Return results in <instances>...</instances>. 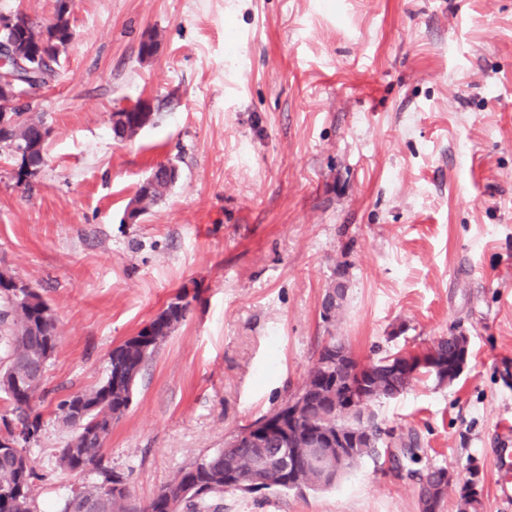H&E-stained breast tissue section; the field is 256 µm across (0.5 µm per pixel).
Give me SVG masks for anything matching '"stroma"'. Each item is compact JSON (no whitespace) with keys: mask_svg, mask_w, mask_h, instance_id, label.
Masks as SVG:
<instances>
[{"mask_svg":"<svg viewBox=\"0 0 512 512\" xmlns=\"http://www.w3.org/2000/svg\"><path fill=\"white\" fill-rule=\"evenodd\" d=\"M74 37L34 101L51 134L24 189L0 149V265L58 320L34 512L88 482L60 472L59 400L180 292L191 311L140 375L104 462L149 502L181 468L276 408L336 338L362 361L470 339L453 383L376 402L415 433L326 490L224 493V512H421L435 468L478 470L480 512H512V0H72ZM154 38L152 57L139 54ZM158 109L130 140L113 112ZM178 181L125 221L165 162ZM346 286L342 312L321 316Z\"/></svg>","mask_w":512,"mask_h":512,"instance_id":"35a3bbf8","label":"stroma"}]
</instances>
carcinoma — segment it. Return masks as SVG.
Wrapping results in <instances>:
<instances>
[{
  "label": "carcinoma",
  "instance_id": "carcinoma-1",
  "mask_svg": "<svg viewBox=\"0 0 512 512\" xmlns=\"http://www.w3.org/2000/svg\"><path fill=\"white\" fill-rule=\"evenodd\" d=\"M70 4L66 0H55L53 17L40 25L42 36L38 52L41 59L49 60L45 65V77L38 85L44 89L55 77L58 66L59 46L71 42L73 29L70 22ZM141 102L114 113L116 123L123 121L139 122L146 126L153 113L141 111ZM14 114L25 128L21 137L6 127H0V148H5L16 156L19 164L17 183L30 185L46 164L48 137L44 135L45 124L30 115V104L14 108ZM191 301L178 295L137 335L115 345L108 355L105 380L93 390L76 392L61 399L55 414L61 423L71 429V436L61 449L59 467L72 473L93 475L91 482L83 489L67 498L59 512H166V502L174 486L195 489L188 495L184 512H224V490L252 493L262 489L277 491L302 490L306 480L288 478L280 480L268 474L267 481L256 483L257 461L271 457V449L257 444L241 443L234 447L218 448L203 456L190 466L183 468L171 481L163 485L145 506L135 503L129 494L125 477L103 462L104 447L112 434V419H120L128 410V390L124 384V373L141 374L146 366L141 346L150 343L151 338L170 335L176 324L185 320ZM51 307L35 288H12L0 279V333L8 336L7 354L0 360V367L6 369H32L36 372V382L26 398H19L8 382H0V394L11 407L10 419L0 417V512H32V492L38 478L27 455L31 440L40 431V416L33 414L34 407L43 397V378L47 363L52 355L46 354L48 341L58 336L57 320L50 315ZM439 348L445 356V374L438 375L432 368L423 367L418 371L396 373L380 358L368 363L371 374L382 390L403 394L411 384L422 376H429L438 384L445 383L446 375L460 372L462 355L458 354L455 343L442 337ZM317 405L312 416L317 425L330 431L336 427H353L351 419H341L335 414L334 399L329 396L316 397ZM84 416V426L76 429L73 417ZM370 437L363 441V448L346 466L355 468L359 461L371 454L380 443V430L366 424ZM233 476L229 487H224V472Z\"/></svg>",
  "mask_w": 512,
  "mask_h": 512
}]
</instances>
